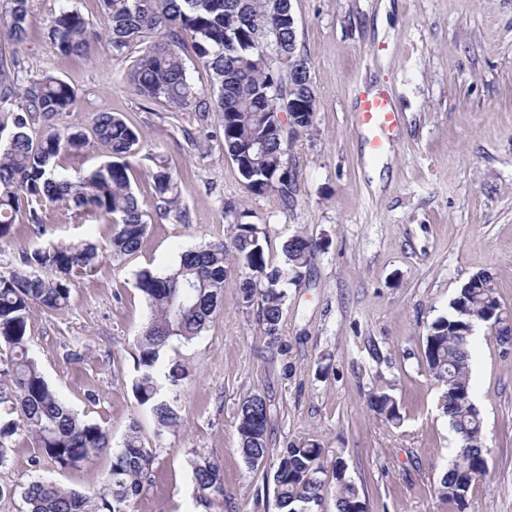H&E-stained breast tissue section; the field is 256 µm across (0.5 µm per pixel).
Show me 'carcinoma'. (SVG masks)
I'll list each match as a JSON object with an SVG mask.
<instances>
[{"instance_id": "cac0c4a2", "label": "carcinoma", "mask_w": 512, "mask_h": 512, "mask_svg": "<svg viewBox=\"0 0 512 512\" xmlns=\"http://www.w3.org/2000/svg\"><path fill=\"white\" fill-rule=\"evenodd\" d=\"M108 14L107 43L115 56L134 46L143 49L130 71L139 95L174 111L194 96L183 52L190 49L211 73L214 108L223 127L224 150L235 162L246 191L253 196L277 195L283 204L293 197L294 175L288 170V144L277 119L275 100L288 78V64L269 66L264 56L273 48L288 49V27L281 24L266 0H102ZM29 0H0V45L24 43L28 36ZM48 37L62 54L82 56L97 38L88 19L74 8H62L53 18ZM17 56L0 48V112L10 118L12 133L0 147V241L13 238L16 216L28 208L27 224L37 238L46 229L36 205L62 202L84 213L105 217L113 225L112 256L138 252L149 221L180 209L179 177L159 157L149 177L153 183L152 210L143 211L129 179L128 158L139 150L141 134L123 117L100 112L94 120L97 143L112 160L94 170L66 173L60 156L77 154L86 140L61 124L75 102L73 89L52 75L21 83ZM19 101L15 108L5 105ZM315 113L290 112L289 124L309 130ZM46 131L33 137L34 122ZM232 249L222 243L180 253L178 263L158 275L148 269L137 274L135 288L144 297L149 317L137 343L139 376L132 389L138 403L150 409L158 426L180 420L177 409L158 397L155 371L173 341H190L208 326L223 302L224 285L234 278L242 304L260 299L265 332L278 335L285 292L283 286L302 278L319 245L294 235L282 245L283 262L268 263L266 234L257 224L243 221L247 211L233 206L227 212ZM100 258L96 245L77 240L63 245L30 243L21 248V267L0 273V349L7 352L8 384L0 386V464L7 461L5 441L29 433L39 455L62 468H81L111 445L108 429L83 419L50 388L38 362L29 355L28 319L31 305L50 312L64 310L70 300L72 277L91 270ZM499 323L497 339H512V315L500 304L491 276L472 273L449 303L448 314L427 327L424 355L430 372L444 386L440 410L461 441V452L442 474L438 493L465 512L476 480L488 472V449L482 441V419L470 387L471 336L467 325ZM371 409L388 423L401 420L397 400L386 392L370 399ZM267 405L260 395L243 399L237 417L238 451L255 468L269 456ZM322 448L313 441L293 443L277 456L272 480L280 512H323L324 484L317 459ZM150 453L139 426L129 425L111 473L97 489L63 490L42 478L24 492L28 512H128L148 472ZM336 512H366L357 485L346 477L345 463L335 460ZM193 482L200 499L224 495L220 463H192Z\"/></svg>"}]
</instances>
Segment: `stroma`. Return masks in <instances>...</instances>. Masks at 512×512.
<instances>
[{"label": "stroma", "mask_w": 512, "mask_h": 512, "mask_svg": "<svg viewBox=\"0 0 512 512\" xmlns=\"http://www.w3.org/2000/svg\"><path fill=\"white\" fill-rule=\"evenodd\" d=\"M60 0H31L28 37L18 56L27 80L52 74L75 92L64 122L90 132L99 112L121 114L142 134L129 178L152 205L151 157L179 173L182 214L151 220L139 252H110L112 227L58 204L38 209L42 244L81 237L101 253L73 279L70 304L29 312L28 348L51 389L81 417L106 426L112 448L92 466L61 470L36 461L30 435L9 439L0 466V512H27L25 486L46 478L84 489L108 475L130 423H138L152 462L128 512H278L272 474L289 443L315 441L325 512H335L334 462L359 488L367 512H448L435 489L461 443L439 409L441 384L424 357L427 324L448 311L461 283L484 270L512 311V0H291L299 50L316 95L314 126L288 139L296 178L290 204L246 193L224 153L217 116L197 120L211 76L192 53L196 92L183 110L145 103L130 85V59L106 41L79 59L61 54L45 28ZM386 90L399 114L377 157L356 125L362 94ZM263 225L267 260L300 234L320 243L304 276L286 285L278 339L266 335L259 305L244 306L235 280L207 329L173 342L160 374L179 424L161 432L132 392L136 343L149 310L135 287L144 268L166 273L184 250L231 245L226 204ZM470 383L489 450L487 477L467 512H512V349L482 333L473 345ZM393 395L402 418L382 421L374 393ZM268 408L269 455L258 468L238 452L237 415L249 394ZM218 461L224 493L200 500L191 463Z\"/></svg>", "instance_id": "stroma-1"}]
</instances>
